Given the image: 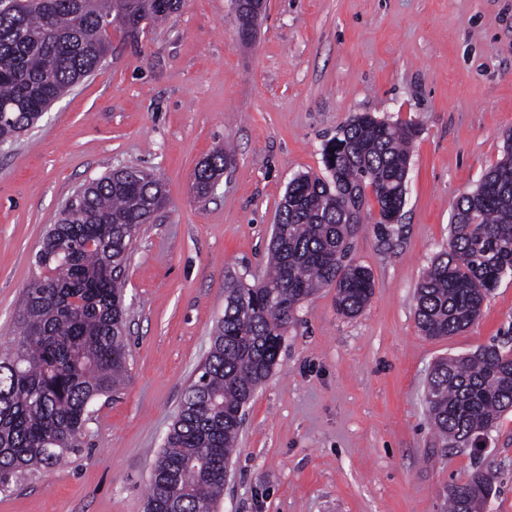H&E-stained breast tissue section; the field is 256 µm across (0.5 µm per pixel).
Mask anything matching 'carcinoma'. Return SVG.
Returning <instances> with one entry per match:
<instances>
[{"label": "carcinoma", "mask_w": 512, "mask_h": 512, "mask_svg": "<svg viewBox=\"0 0 512 512\" xmlns=\"http://www.w3.org/2000/svg\"><path fill=\"white\" fill-rule=\"evenodd\" d=\"M180 0H31L0 4V143L38 123L56 99L101 69L116 26L135 38L142 23H163ZM416 130L410 123L352 117L324 149L326 176L288 185L268 254L271 273L255 285L224 284L218 322L200 375L184 392L151 474L145 512H214L224 462L238 442L244 407L277 365L297 308L336 288V307L359 315L374 288L352 258L371 191L378 242L390 249V223L405 204ZM231 164L213 151L195 172L209 193ZM166 205L158 179L115 169L82 185L52 225L38 271L16 315V336L0 354V490L33 467L48 468L82 447L91 407L128 378L123 277L133 242ZM512 274V134L478 189L453 203L448 248L431 262L416 295L424 335H456ZM429 420L446 448L471 446L512 410V349L489 345L434 366ZM494 478L476 468L448 489V512H483Z\"/></svg>", "instance_id": "1"}]
</instances>
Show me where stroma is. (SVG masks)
Returning <instances> with one entry per match:
<instances>
[{
  "label": "stroma",
  "instance_id": "obj_1",
  "mask_svg": "<svg viewBox=\"0 0 512 512\" xmlns=\"http://www.w3.org/2000/svg\"><path fill=\"white\" fill-rule=\"evenodd\" d=\"M417 136L392 248L376 205L352 253L374 279L355 317L325 288L303 302L248 404L216 512H446L450 484L495 474L484 512H512V412L483 455L445 448L424 399L436 360L512 348V276L480 317L421 334L415 294L448 245L452 204L512 131V0H266L254 41L231 0H182L138 38L113 32L101 70L0 148V349L50 224L84 183L139 167L167 205L128 260L129 378L100 397L80 453L0 493V512H143L152 467L224 314L227 276L254 283L289 182L325 175L323 150L354 115ZM232 163L207 196L194 171ZM231 154L224 149L214 150L205 158L195 172V180L198 193L206 196L214 181L219 178L224 170L231 164Z\"/></svg>",
  "mask_w": 512,
  "mask_h": 512
}]
</instances>
